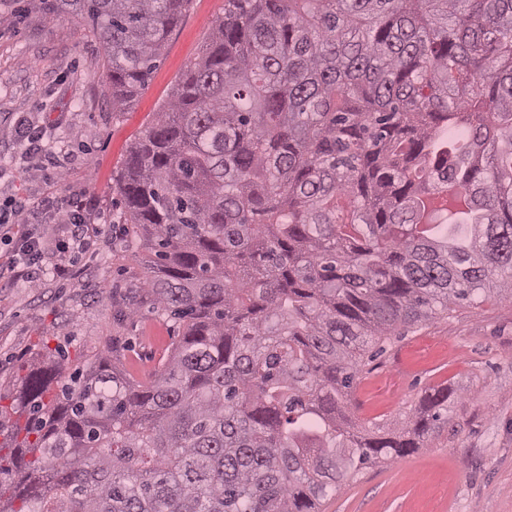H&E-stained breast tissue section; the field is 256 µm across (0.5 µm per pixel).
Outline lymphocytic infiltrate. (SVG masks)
Returning <instances> with one entry per match:
<instances>
[{
	"instance_id": "obj_1",
	"label": "lymphocytic infiltrate",
	"mask_w": 512,
	"mask_h": 512,
	"mask_svg": "<svg viewBox=\"0 0 512 512\" xmlns=\"http://www.w3.org/2000/svg\"><path fill=\"white\" fill-rule=\"evenodd\" d=\"M16 140L22 155L34 161L36 174L48 173L56 178L63 175V165L46 152L41 134L31 125L19 122ZM26 207L21 199L0 201V230L15 231L11 252L6 261L0 262L1 282L20 279L36 288L49 271L59 281H70L78 275L75 258L92 252L97 242L112 232L111 225L92 223L96 204L83 195L46 200L40 209L45 218L41 224L25 223Z\"/></svg>"
}]
</instances>
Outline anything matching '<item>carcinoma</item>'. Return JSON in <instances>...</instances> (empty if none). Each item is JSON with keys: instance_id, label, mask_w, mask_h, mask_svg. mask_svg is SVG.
Returning a JSON list of instances; mask_svg holds the SVG:
<instances>
[{"instance_id": "carcinoma-1", "label": "carcinoma", "mask_w": 512, "mask_h": 512, "mask_svg": "<svg viewBox=\"0 0 512 512\" xmlns=\"http://www.w3.org/2000/svg\"><path fill=\"white\" fill-rule=\"evenodd\" d=\"M147 84L189 0H59ZM119 191L181 339L144 383L77 367L0 405V512H318L448 422L351 429L365 361L512 298V0H224Z\"/></svg>"}]
</instances>
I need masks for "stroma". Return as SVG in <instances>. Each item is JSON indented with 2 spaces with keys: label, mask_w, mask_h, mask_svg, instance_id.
Here are the masks:
<instances>
[{
  "label": "stroma",
  "mask_w": 512,
  "mask_h": 512,
  "mask_svg": "<svg viewBox=\"0 0 512 512\" xmlns=\"http://www.w3.org/2000/svg\"><path fill=\"white\" fill-rule=\"evenodd\" d=\"M224 0H189L148 85L112 109L100 42L70 13L43 0H0V196L86 194L118 236L80 263L66 285H0V401L19 398L27 375L60 349L73 366L110 356L114 368L157 367L181 333L162 321L144 284L145 243L122 235L119 192L132 144L163 111L186 67L204 49ZM45 133L66 166L62 181L28 176L14 142L18 117ZM453 396L448 423L411 455L369 467L322 500V512H512V300L475 294L393 337L363 368L351 418L364 432L395 434L430 389Z\"/></svg>",
  "instance_id": "stroma-1"
}]
</instances>
